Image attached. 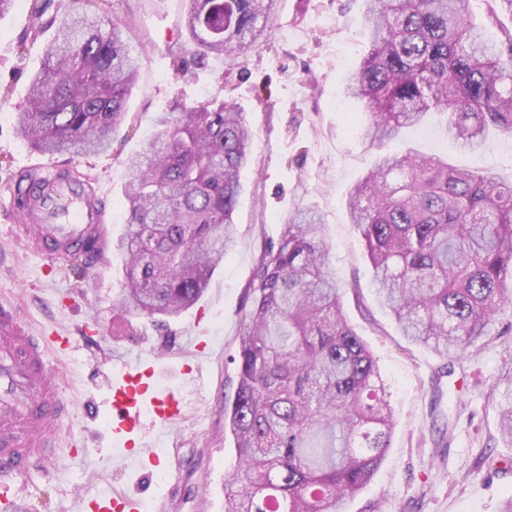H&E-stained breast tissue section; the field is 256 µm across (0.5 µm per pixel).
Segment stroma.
<instances>
[{
	"label": "stroma",
	"instance_id": "stroma-1",
	"mask_svg": "<svg viewBox=\"0 0 512 512\" xmlns=\"http://www.w3.org/2000/svg\"><path fill=\"white\" fill-rule=\"evenodd\" d=\"M74 0H44L40 24L30 17V0H17L0 18V299L14 302L40 330L77 337L76 349L54 368L67 394L105 404L101 376L119 363L145 357L162 382L178 391L185 416L173 428H145L151 448L183 463L180 487L169 490L158 474L146 475L135 456L123 473L92 472L89 464L114 455L112 438L98 435L82 411L70 429L85 433L89 454L74 460L66 443L56 448L54 473H32L25 484L30 512H64L72 492L109 488L142 497L144 512H224V476L235 460L224 427V402L237 385L233 361L240 320L250 306L249 283L266 243L277 238L295 210L319 211L330 245L329 268L345 292V313L377 358L391 392L396 425L391 446L370 484L348 500L344 512H499L512 495V469L483 464L485 453L512 457L498 432L496 398L512 381V306L496 316L498 339L475 351L464 375L443 378L454 398L441 407L450 416V443L440 447L431 432V377L439 359L408 344L392 316L374 298L372 268L346 202L351 187L375 164L381 151H412L447 157L471 170L490 169L512 179V134H491L486 146L459 150L437 117L405 129L385 149L372 147L350 124H363L365 108L344 96V77L368 50L364 0H279L258 43L237 64L207 55L184 24L185 0H96V13L132 28L129 50L139 76L126 103L124 123L104 153L75 158L35 151L15 124L31 77L40 69L55 16ZM211 99L234 100L249 129L248 163L241 172L235 212L236 249L216 267L200 300L166 325L120 309L126 263L112 253L100 264L71 259L51 264L31 252L11 229L7 188L21 167L55 164L99 189L112 237L125 229L123 188L129 159L143 152L161 113L176 105ZM97 331L98 347L81 343ZM208 344L205 377L191 382L187 339Z\"/></svg>",
	"mask_w": 512,
	"mask_h": 512
}]
</instances>
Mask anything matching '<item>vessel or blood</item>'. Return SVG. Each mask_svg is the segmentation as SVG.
<instances>
[{
  "instance_id": "vessel-or-blood-1",
  "label": "vessel or blood",
  "mask_w": 512,
  "mask_h": 512,
  "mask_svg": "<svg viewBox=\"0 0 512 512\" xmlns=\"http://www.w3.org/2000/svg\"><path fill=\"white\" fill-rule=\"evenodd\" d=\"M9 205L21 223L19 234L30 236L32 249L60 264L76 253L103 258L112 249L102 199L90 186L65 178L45 166L29 173L25 182L9 188ZM71 336L42 335L24 322L15 306L0 302V490L10 492L7 505L20 512L25 505L23 478L32 470L51 473L56 461L50 452L62 431L71 402L56 379L52 357L71 351ZM120 376L109 384L112 436L136 447L143 466L157 464L154 452L143 449L145 421L167 427L183 415L184 403L162 388L147 360L121 364ZM130 494L77 493L69 512H141Z\"/></svg>"
}]
</instances>
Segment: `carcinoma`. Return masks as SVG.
I'll return each mask as SVG.
<instances>
[{"instance_id": "obj_1", "label": "carcinoma", "mask_w": 512, "mask_h": 512, "mask_svg": "<svg viewBox=\"0 0 512 512\" xmlns=\"http://www.w3.org/2000/svg\"><path fill=\"white\" fill-rule=\"evenodd\" d=\"M85 8L57 21L17 124L44 155L111 145L137 68L128 24ZM185 24L235 62L264 34L277 0H187ZM370 50L345 79L379 146L429 113L460 148L512 133V34L490 41L472 0H366ZM130 161L124 185L121 307L163 324L193 306L236 246L233 215L249 131L233 102L183 105ZM351 223L373 269L377 303L411 344L450 375L494 335L512 305V181L440 156L386 153L352 188ZM326 224L298 210L263 250L250 284L224 403L236 461L224 512H342L390 448L394 412L377 360L347 321L327 270ZM499 434L512 446V391L499 393Z\"/></svg>"}]
</instances>
